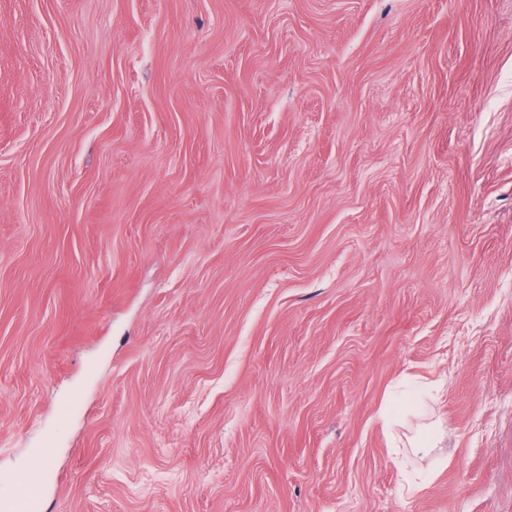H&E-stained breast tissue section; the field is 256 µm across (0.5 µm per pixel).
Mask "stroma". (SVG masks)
Returning <instances> with one entry per match:
<instances>
[{
    "label": "stroma",
    "instance_id": "35a3bbf8",
    "mask_svg": "<svg viewBox=\"0 0 512 512\" xmlns=\"http://www.w3.org/2000/svg\"><path fill=\"white\" fill-rule=\"evenodd\" d=\"M417 383L443 446L398 456L379 411ZM27 482L512 512V0H0V493Z\"/></svg>",
    "mask_w": 512,
    "mask_h": 512
}]
</instances>
